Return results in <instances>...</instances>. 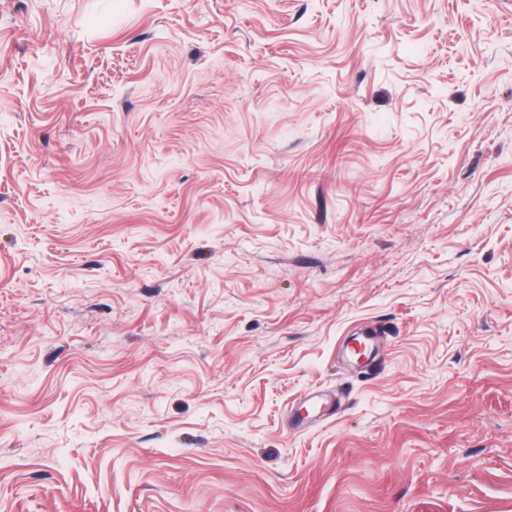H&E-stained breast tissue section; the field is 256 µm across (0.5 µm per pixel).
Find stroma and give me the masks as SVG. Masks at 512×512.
Instances as JSON below:
<instances>
[{"instance_id":"1","label":"stroma","mask_w":512,"mask_h":512,"mask_svg":"<svg viewBox=\"0 0 512 512\" xmlns=\"http://www.w3.org/2000/svg\"><path fill=\"white\" fill-rule=\"evenodd\" d=\"M0 512H512V0H0Z\"/></svg>"}]
</instances>
